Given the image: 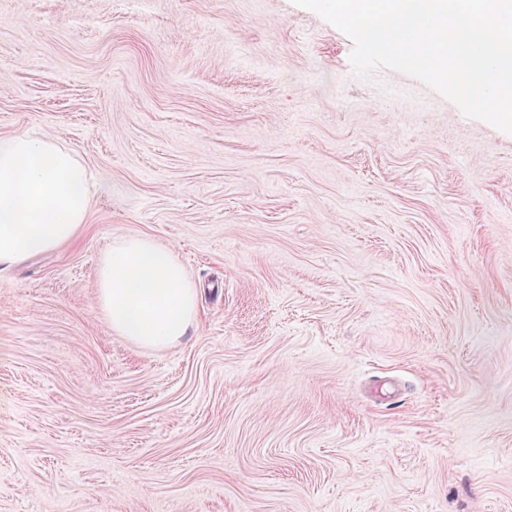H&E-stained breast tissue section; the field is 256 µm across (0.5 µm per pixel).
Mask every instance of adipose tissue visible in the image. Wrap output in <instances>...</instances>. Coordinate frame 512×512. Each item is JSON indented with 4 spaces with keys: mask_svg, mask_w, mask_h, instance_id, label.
Wrapping results in <instances>:
<instances>
[{
    "mask_svg": "<svg viewBox=\"0 0 512 512\" xmlns=\"http://www.w3.org/2000/svg\"><path fill=\"white\" fill-rule=\"evenodd\" d=\"M89 181L58 140L27 130L0 138V271L75 237L90 211ZM97 290L113 331L141 346L174 344L198 316L184 267L145 235L120 237L103 252Z\"/></svg>",
    "mask_w": 512,
    "mask_h": 512,
    "instance_id": "1",
    "label": "adipose tissue"
}]
</instances>
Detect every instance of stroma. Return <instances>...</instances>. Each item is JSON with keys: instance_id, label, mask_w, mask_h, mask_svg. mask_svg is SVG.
<instances>
[{"instance_id": "1", "label": "stroma", "mask_w": 512, "mask_h": 512, "mask_svg": "<svg viewBox=\"0 0 512 512\" xmlns=\"http://www.w3.org/2000/svg\"><path fill=\"white\" fill-rule=\"evenodd\" d=\"M292 0H0V137L101 190L0 272V512H512V134ZM124 235L197 321L96 302ZM97 290L112 330L140 346L174 344L198 316L184 267L145 235L121 236L103 252Z\"/></svg>"}]
</instances>
